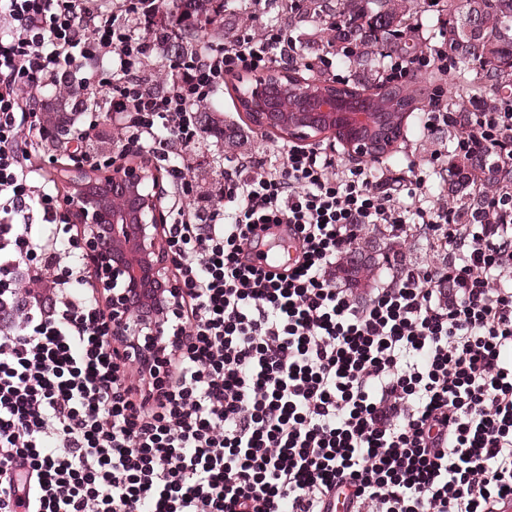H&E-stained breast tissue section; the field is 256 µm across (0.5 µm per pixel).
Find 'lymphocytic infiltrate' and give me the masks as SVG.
<instances>
[{
  "mask_svg": "<svg viewBox=\"0 0 512 512\" xmlns=\"http://www.w3.org/2000/svg\"><path fill=\"white\" fill-rule=\"evenodd\" d=\"M164 0H0V512H500L512 498V195L472 224L447 204L427 266L357 302L336 261L364 224L404 213L365 168L289 147L229 174L225 206L169 225L189 345L162 374L118 362L110 320L81 275L61 202L36 193L24 132L39 128L34 87L83 60L112 90L129 143L185 148L196 108L224 77L289 57L286 29L243 27L181 55L174 91L142 76L141 29ZM466 156L512 133V106L476 112ZM301 251L282 272L258 265L272 229ZM453 293H446L442 280Z\"/></svg>",
  "mask_w": 512,
  "mask_h": 512,
  "instance_id": "1",
  "label": "lymphocytic infiltrate"
}]
</instances>
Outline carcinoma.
<instances>
[{
  "label": "carcinoma",
  "instance_id": "obj_1",
  "mask_svg": "<svg viewBox=\"0 0 512 512\" xmlns=\"http://www.w3.org/2000/svg\"><path fill=\"white\" fill-rule=\"evenodd\" d=\"M213 0H170L167 20L170 34L164 36L165 51L178 55L199 46L204 36L194 26L209 14ZM438 13L441 45L458 66V78L466 92L479 97L486 106L512 105V0H295L288 5L290 20L309 25L312 33L305 47L322 42L336 49V66L358 77L355 86L365 83L376 88L389 86L381 75L384 59L414 60L429 48L424 36L423 9ZM404 101V111L417 110L425 88L410 83L396 86ZM91 105H98L83 83L67 73L59 77L55 89L43 95V136L48 146L59 149L58 136L73 131ZM448 109L457 113V122L448 131V177L440 190L457 208L458 215L476 216L488 195L512 185V169H502L490 161L489 151L466 158L453 155V140L470 125L464 103L448 100ZM218 108L201 104L197 112L204 132L222 138L223 126L213 118ZM371 239L355 243L357 253H377L373 264L358 268L348 264L343 276L351 288H366L374 272L398 263L393 242L382 236L378 226L367 228Z\"/></svg>",
  "mask_w": 512,
  "mask_h": 512
}]
</instances>
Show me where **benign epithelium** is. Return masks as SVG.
I'll list each match as a JSON object with an SVG mask.
<instances>
[{"label":"benign epithelium","mask_w":512,"mask_h":512,"mask_svg":"<svg viewBox=\"0 0 512 512\" xmlns=\"http://www.w3.org/2000/svg\"><path fill=\"white\" fill-rule=\"evenodd\" d=\"M246 96L261 130L295 141L338 134L347 154L367 163L394 152L405 131L407 114L392 93L394 111L376 110L363 98L336 93L332 81L306 82L283 70L250 78ZM131 154L126 149L112 169L94 174L82 165L70 167L65 203L68 220L80 227L96 293L107 305L112 348L148 374L182 345L172 326L183 288L170 261L161 172Z\"/></svg>","instance_id":"7a95c632"}]
</instances>
